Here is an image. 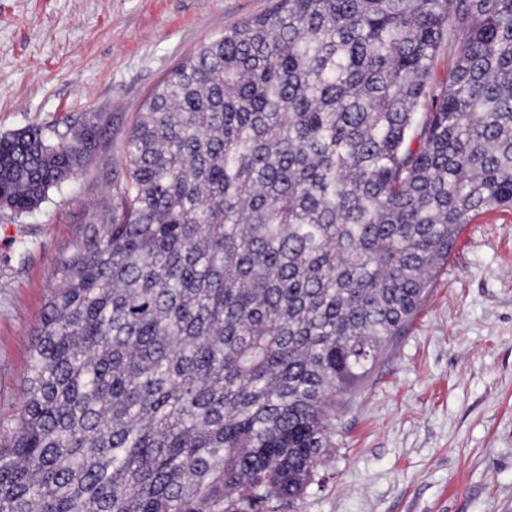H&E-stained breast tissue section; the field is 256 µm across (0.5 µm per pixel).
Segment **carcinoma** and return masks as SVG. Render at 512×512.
I'll return each mask as SVG.
<instances>
[{
	"instance_id": "1",
	"label": "carcinoma",
	"mask_w": 512,
	"mask_h": 512,
	"mask_svg": "<svg viewBox=\"0 0 512 512\" xmlns=\"http://www.w3.org/2000/svg\"><path fill=\"white\" fill-rule=\"evenodd\" d=\"M101 136H0V208ZM125 158L0 417V512H284L462 225L512 210V0H275L169 72ZM456 60L455 48L447 43H443L439 48L434 64V81L442 83L448 77V70L452 68Z\"/></svg>"
}]
</instances>
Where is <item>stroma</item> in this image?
<instances>
[{
  "instance_id": "stroma-1",
  "label": "stroma",
  "mask_w": 512,
  "mask_h": 512,
  "mask_svg": "<svg viewBox=\"0 0 512 512\" xmlns=\"http://www.w3.org/2000/svg\"><path fill=\"white\" fill-rule=\"evenodd\" d=\"M271 0H0V135L102 118L86 172L0 209V413L16 408L54 266L126 175L124 144L183 57ZM322 488L290 512H512V211L464 225L417 319L350 398Z\"/></svg>"
}]
</instances>
